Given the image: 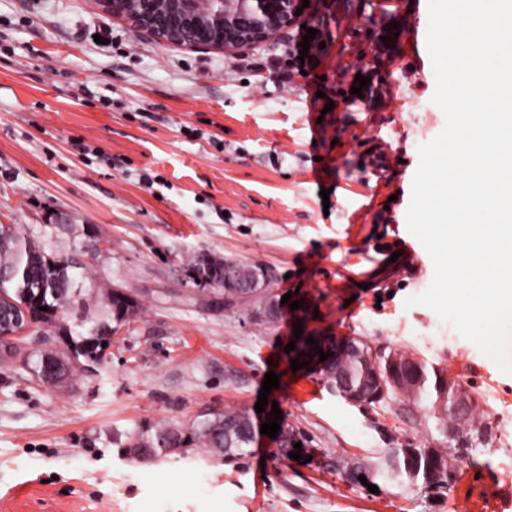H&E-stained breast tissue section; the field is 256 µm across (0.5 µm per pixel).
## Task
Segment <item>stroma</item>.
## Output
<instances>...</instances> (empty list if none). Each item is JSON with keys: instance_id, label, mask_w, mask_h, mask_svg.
Masks as SVG:
<instances>
[{"instance_id": "35a3bbf8", "label": "stroma", "mask_w": 512, "mask_h": 512, "mask_svg": "<svg viewBox=\"0 0 512 512\" xmlns=\"http://www.w3.org/2000/svg\"><path fill=\"white\" fill-rule=\"evenodd\" d=\"M393 22L399 36L381 42ZM305 26L317 34L303 65ZM427 26V0H309L299 25L226 53L158 44L96 0H0V224L67 253L98 225L96 281L143 306L63 389L24 366L38 333L15 338L0 363V512H512V374L405 305L434 274L406 224L418 147L444 126ZM94 29L109 51L87 41ZM359 75L369 82L355 95ZM312 112L334 141L311 140ZM201 255L271 267L270 291L302 304L258 320L259 299L197 280ZM298 325L462 375L493 441L446 487L391 477L389 449L442 448L443 436L425 409L360 407L314 366L292 370ZM270 371L268 399L302 460L263 434L233 464L195 448L148 463L123 454L162 422L243 411L265 423L254 406Z\"/></svg>"}]
</instances>
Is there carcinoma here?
<instances>
[{
  "mask_svg": "<svg viewBox=\"0 0 512 512\" xmlns=\"http://www.w3.org/2000/svg\"><path fill=\"white\" fill-rule=\"evenodd\" d=\"M87 240L84 259L48 253L41 242L29 237L16 224H0V296L9 300V308L25 310L38 329H44L43 347L33 352L27 368L42 383L60 386L73 378L82 362H98L103 358V330L117 331L130 324L141 314V303L123 288H109L103 294L102 312L93 313L88 300L94 291L88 285L90 271L97 265L101 251L89 249L103 241L95 224L82 229ZM196 276L209 284L224 288V294H233L224 287V259L210 255L200 256L195 265ZM48 310L42 311L40 307ZM69 310L75 316L77 329L56 324L57 315ZM346 371L348 390L359 393L361 406H376L389 398H401L428 409L435 419V428L448 437V401L452 388L448 383L461 381L452 376L446 367H428L419 361L412 385L401 391L392 386L381 390L377 380L371 377L369 358L363 354L349 355L341 362ZM466 427L457 428V436L465 439L448 441L454 449L452 455L437 448H392V473L404 474L412 481L422 480L431 486L437 475L447 484L452 465L448 460L462 459L468 450L485 446L493 440L492 422L481 418H468ZM251 420L244 412L214 413L211 417L185 427L181 424H165L134 436L128 446L143 448L154 456L165 454L161 444L171 443L177 448L195 445L212 456L221 457L226 463L244 458L251 444Z\"/></svg>",
  "mask_w": 512,
  "mask_h": 512,
  "instance_id": "1",
  "label": "carcinoma"
}]
</instances>
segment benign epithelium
Masks as SVG:
<instances>
[{"mask_svg": "<svg viewBox=\"0 0 512 512\" xmlns=\"http://www.w3.org/2000/svg\"><path fill=\"white\" fill-rule=\"evenodd\" d=\"M103 10L124 20L135 29L150 36L158 44L191 49L237 52L270 40L299 19L297 10L301 0H210L208 9L199 8V0H99ZM272 272L264 268L261 276L247 282L234 278L233 270H224V287L236 288L244 297L260 298L259 317L280 315V300L270 295L267 286ZM30 330L28 319L13 315L12 319L0 318V337L8 339ZM329 352L323 341L318 347H309L304 361L324 371L329 364L346 357L354 348L353 342L336 340L334 355L319 361L317 349ZM415 361L390 360L388 376L391 384L400 389L410 384Z\"/></svg>", "mask_w": 512, "mask_h": 512, "instance_id": "obj_1", "label": "benign epithelium"}]
</instances>
